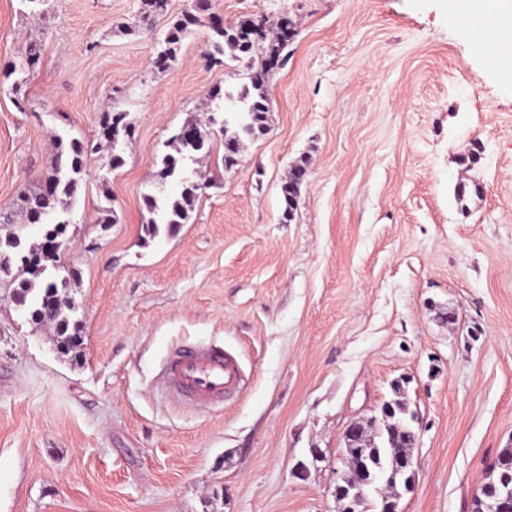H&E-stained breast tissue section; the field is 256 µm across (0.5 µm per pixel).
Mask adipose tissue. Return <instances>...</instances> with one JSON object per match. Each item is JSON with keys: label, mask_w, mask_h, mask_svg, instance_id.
Masks as SVG:
<instances>
[{"label": "adipose tissue", "mask_w": 512, "mask_h": 512, "mask_svg": "<svg viewBox=\"0 0 512 512\" xmlns=\"http://www.w3.org/2000/svg\"><path fill=\"white\" fill-rule=\"evenodd\" d=\"M448 12L465 28L480 23L488 29L485 49L493 59H512V0H448Z\"/></svg>", "instance_id": "adipose-tissue-1"}]
</instances>
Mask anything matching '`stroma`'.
Instances as JSON below:
<instances>
[{
    "label": "stroma",
    "instance_id": "1",
    "mask_svg": "<svg viewBox=\"0 0 512 512\" xmlns=\"http://www.w3.org/2000/svg\"><path fill=\"white\" fill-rule=\"evenodd\" d=\"M146 0H0V241H40L14 204L91 148L52 274L82 342L64 354L0 274V512H341L344 430L402 394L417 413L403 512H472L512 448V85L448 0H208L225 23L290 21L267 83L269 129L239 133L246 62L208 55L206 27L152 65ZM40 59L27 67L29 49ZM132 129L123 157L106 113ZM210 153L162 178L185 123ZM307 175L290 221L281 187ZM188 221L148 234L180 178ZM477 191L457 199L459 183ZM116 223H101L104 208ZM217 345L244 373L218 406L163 382L181 344ZM182 184L180 199L174 201L171 208L162 210L155 196H144L143 203L147 210L160 215V222H157L155 219L151 220V225L148 227L149 234H154L158 231V224H165L168 233L174 232L188 218V213L198 197V190L202 189V186L197 182L189 181L182 182Z\"/></svg>",
    "mask_w": 512,
    "mask_h": 512
}]
</instances>
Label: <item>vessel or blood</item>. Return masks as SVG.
Here are the masks:
<instances>
[{
    "label": "vessel or blood",
    "instance_id": "1",
    "mask_svg": "<svg viewBox=\"0 0 512 512\" xmlns=\"http://www.w3.org/2000/svg\"><path fill=\"white\" fill-rule=\"evenodd\" d=\"M166 378L174 396L200 405L233 397L239 392L242 382L235 358L216 346L208 349L179 348L167 363Z\"/></svg>",
    "mask_w": 512,
    "mask_h": 512
}]
</instances>
